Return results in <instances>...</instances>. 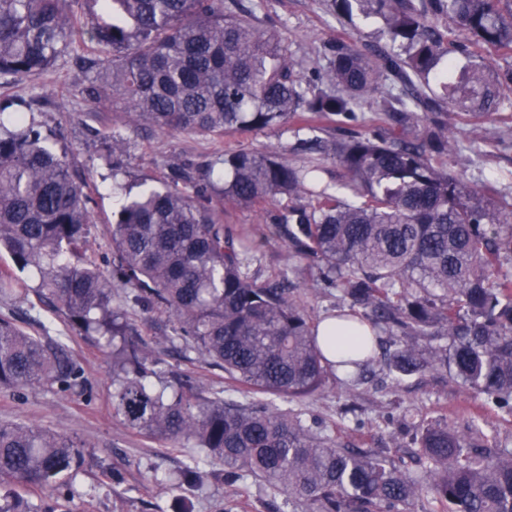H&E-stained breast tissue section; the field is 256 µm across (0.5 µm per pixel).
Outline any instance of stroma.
I'll return each mask as SVG.
<instances>
[{
    "label": "stroma",
    "instance_id": "obj_1",
    "mask_svg": "<svg viewBox=\"0 0 512 512\" xmlns=\"http://www.w3.org/2000/svg\"><path fill=\"white\" fill-rule=\"evenodd\" d=\"M242 3L257 15L261 27L281 33L295 69L303 74L324 67L320 50L325 43L342 40L361 50L385 41L381 18H338L325 10L321 0ZM94 75V70L83 68L75 55L67 54L57 60L51 75L1 85L0 102L19 98L31 101L35 120L53 133L50 146L67 149L79 161L96 218L90 243L107 274L112 269L107 223L127 194L161 186L171 165L189 162L204 167L213 147L195 135L124 126L111 103L95 104L86 97L85 89ZM450 126L461 143L480 140L483 154L474 160L463 153L449 156V170L460 172L472 184H488L512 194V181L501 178L502 173L512 170V109L486 114L477 122L458 114ZM106 127L120 131L130 143L124 164L117 171L112 168V153L99 134ZM295 131V126L288 125L236 133L225 137L224 149L281 150L288 161L309 160L334 169L333 160L325 155L297 150ZM292 204L291 198L281 196L261 209L233 207L225 213L224 221L233 229L252 231L256 248L251 275L261 282H283L309 312L321 317L342 300L336 289L315 283L310 260L297 257L283 237L275 234V216ZM124 296V289H113L112 304L124 309L148 341L158 376L186 374L206 389L235 398L223 371L206 366L198 355L184 356L170 345L174 319L126 306ZM8 313L30 332L61 343L65 354L83 367L86 377L84 385L67 392L0 388V423L35 424L72 435L85 444V464L73 492L52 487L38 491L32 501L41 512H268L269 500L257 485L222 481L216 463L202 462V480L196 486L178 482L177 473L185 461L181 450L167 441L138 435L114 416L112 358L107 349L71 330L49 310L30 316L25 307L0 302V315ZM270 402L279 409L304 414L314 430L324 432L336 444L373 450L417 472L422 464L411 433L401 425L402 414L426 422L444 419L461 427L479 413L481 398L445 371L395 379L380 359L362 378H346L331 369L314 395L301 399L274 396Z\"/></svg>",
    "mask_w": 512,
    "mask_h": 512
}]
</instances>
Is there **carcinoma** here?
<instances>
[{
	"label": "carcinoma",
	"instance_id": "carcinoma-1",
	"mask_svg": "<svg viewBox=\"0 0 512 512\" xmlns=\"http://www.w3.org/2000/svg\"><path fill=\"white\" fill-rule=\"evenodd\" d=\"M112 21H82L69 0H0V80L43 75L59 57L94 45L99 58L87 97L119 100L135 125L222 141L224 135L293 121L314 131L331 117L357 119L374 97L384 133L342 131L301 150L332 156L356 201L323 183L314 165L274 152L216 149L198 170L172 166L159 189L129 196L112 215V274L88 253L95 223L76 162L48 145L26 112L0 108V249L14 270L0 271V297L30 308L46 303L83 336L112 350V409L146 438L191 443L180 471L199 482L210 459L228 478L288 495L304 512H408L426 491L444 512H512V450L475 419L419 429L428 466L417 474L374 452L342 448L299 414L254 398L224 401L188 376L146 382L149 344L112 307V289L145 312L177 322L169 343L224 370L246 394L302 398L332 365L319 326L277 283L249 275L254 248L224 224L229 206L253 207L288 195L300 200L276 218L288 247L316 264L348 307L329 314L352 334L354 353L381 346L364 326L411 342L389 353L401 376L447 369L484 396L490 411L512 414V195L489 194L448 172L462 151L448 114L474 117L512 108V65L493 66L482 50L512 57V0H324L330 14L358 10L384 21L389 46L363 53L336 41L312 76L294 71L284 39L255 14L224 0H102ZM102 137L112 156L129 141ZM37 275L31 286L21 277ZM448 337L424 354L412 341ZM84 382L60 345L0 316V388H57ZM85 444L58 431L0 423V481L22 489L0 512H38L24 495L61 482L72 490Z\"/></svg>",
	"mask_w": 512,
	"mask_h": 512
}]
</instances>
